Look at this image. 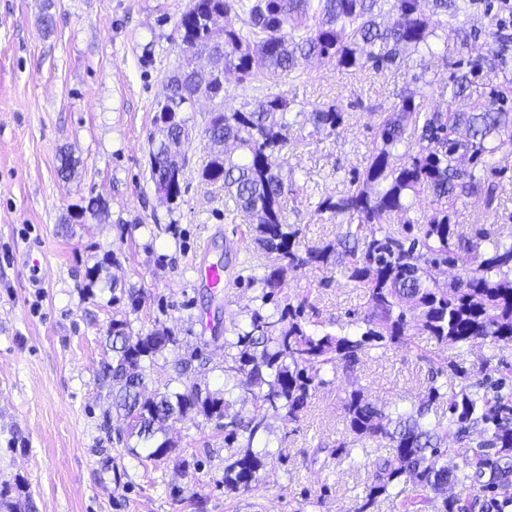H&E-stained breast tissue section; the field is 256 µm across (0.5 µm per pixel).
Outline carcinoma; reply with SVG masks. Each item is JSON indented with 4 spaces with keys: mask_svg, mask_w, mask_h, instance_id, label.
I'll use <instances>...</instances> for the list:
<instances>
[{
    "mask_svg": "<svg viewBox=\"0 0 512 512\" xmlns=\"http://www.w3.org/2000/svg\"><path fill=\"white\" fill-rule=\"evenodd\" d=\"M475 8L477 0H189L177 23L183 51L218 40L224 45V72L234 73L239 84L262 86L231 112L218 103L198 129L192 115L196 102L217 97L222 86L175 66L166 77L167 97L154 104L149 180L162 202L178 206L188 160L176 166L168 155L199 134L208 144L200 178L230 195L234 218L251 227L252 241L268 262L253 267L258 304L233 331L230 345L238 354L224 367L222 390L187 379L148 391L158 356L174 354L180 377L192 371V360L176 355L178 340L170 330L135 334L126 320L112 319V358L103 362L100 376L111 403L101 427L109 434L112 414L123 418L126 427L116 442L133 459L169 458L176 448L169 429L194 414L224 429L229 449L224 489L257 491L264 461L274 455L265 413L273 411L286 425L299 419L315 388L326 384L323 374L351 370L381 343L407 344L416 334L443 346L477 339L512 344V243L491 240L486 228L473 241L458 232L456 222L463 198L494 210L500 185L486 172L502 146L512 143V18L505 4L486 8L484 51L450 64L449 99L466 97L481 85L486 103L472 112H424L415 102L417 92L405 90L398 106L380 114L374 147L349 189L315 205L316 214L346 217L337 242L311 245L288 223L298 189L294 173H282L273 161L290 141L305 138L304 122L331 135L345 120L339 101L308 114L292 111L280 87L299 77V59H329L347 72L388 69L409 50L446 61L448 34L468 47L472 33L459 19ZM423 195L430 200L419 228L410 219L393 221ZM442 263L459 270L443 288L433 276ZM335 265L344 267L368 299L362 318L336 330L313 319L317 311L306 314L308 298L292 303L286 288L289 272L306 267L325 272ZM497 372L490 392L464 375L456 388L431 386L426 400L409 412L397 406L387 410L355 389L342 400L352 440L315 448L307 460L322 469L331 460H347L366 471L364 496L354 512H370L382 497L399 502V512H422L437 501L435 512H469V505L448 498V486L459 483L479 487L482 512H512V362L500 360ZM246 396L253 407L249 416L236 409ZM440 402L448 411L445 425L427 421ZM446 425L456 427L461 441L473 431L486 440L450 467ZM363 440L386 442L388 455L369 461L366 450L355 448ZM409 482L422 491L417 501L401 498ZM19 493L18 484L0 486V509L27 512L29 504Z\"/></svg>",
    "mask_w": 512,
    "mask_h": 512,
    "instance_id": "cac0c4a2",
    "label": "carcinoma"
}]
</instances>
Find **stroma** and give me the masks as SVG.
<instances>
[{
	"instance_id": "obj_1",
	"label": "stroma",
	"mask_w": 512,
	"mask_h": 512,
	"mask_svg": "<svg viewBox=\"0 0 512 512\" xmlns=\"http://www.w3.org/2000/svg\"><path fill=\"white\" fill-rule=\"evenodd\" d=\"M189 0H0V484L22 482L32 512H352L366 480L347 463L329 471L306 461L315 448H332L348 433L341 401L363 389L377 404L413 409L432 382H455L456 371L496 376L503 348L478 339L444 348L428 335L410 346L363 356L354 371H338L317 389L302 417L283 424L268 414L269 437L283 453L266 462L259 491H224V433L202 418L177 423L175 453L142 465L101 429L107 407L99 385L110 358L106 337L113 318L133 332L169 329L179 353L199 355L195 373L210 390L224 386V364L235 348L213 339L211 326L232 329L246 319L255 290L232 277L223 294L196 282L202 246L234 262L253 249L247 225L226 219L228 196L203 182L198 169L205 142L185 146L189 165L178 209L156 197L146 164L154 103L182 55L176 25ZM53 15L45 29L44 15ZM300 79L282 92L296 109L312 111L338 100L348 104L338 133L313 134L281 153L293 170L301 206L290 214L306 240L333 241L343 216L315 214L321 197L348 190L355 169L373 147L378 112L399 103L404 90L421 95L425 110L448 104L449 70L439 59L404 53L397 66L349 75L326 59L300 65ZM424 83H414L416 75ZM76 162L71 179L57 172L60 152ZM490 179L499 182L493 221L482 205L459 207V229L485 227L512 241V145L495 157ZM105 202L104 214L88 203ZM176 225L169 233L167 225ZM40 245L47 276L33 285L23 276V252ZM288 292L308 297L321 319L347 323L368 309L363 292L342 266L289 274ZM138 288V310L112 300L114 288ZM200 467L183 476L181 461Z\"/></svg>"
}]
</instances>
